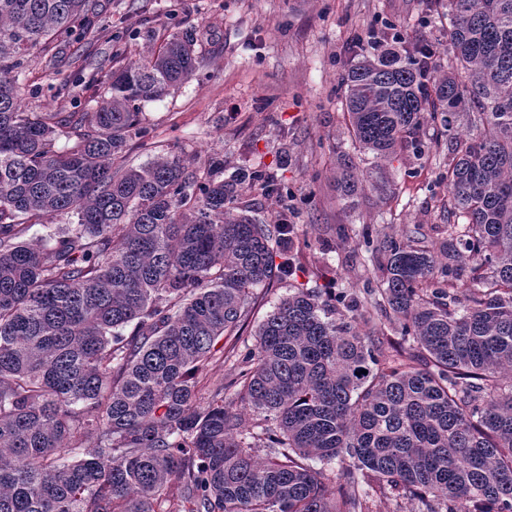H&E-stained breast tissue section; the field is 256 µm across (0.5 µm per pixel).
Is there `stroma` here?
Masks as SVG:
<instances>
[{
    "label": "stroma",
    "instance_id": "1",
    "mask_svg": "<svg viewBox=\"0 0 512 512\" xmlns=\"http://www.w3.org/2000/svg\"><path fill=\"white\" fill-rule=\"evenodd\" d=\"M98 37L88 50L69 40L52 54L32 50L19 79L21 104L29 112H86L112 69L140 52L137 32L149 21L156 43L174 33L195 41L199 65L178 90L146 103L145 141L131 142L127 164L139 166L168 151L185 153L195 166L223 161L225 173L266 169L288 196L290 243L301 262L293 281L312 286L335 282L362 292L370 225L373 241L418 224L436 246L448 236L447 186L439 155L450 133L423 126L422 152L404 148L381 163L355 207L336 190V158L353 153L339 81L364 51L360 38L395 23L415 39L436 30L422 24L421 0H100ZM289 292L287 284L256 291L242 336L223 340V361L210 365L198 402L225 385L224 400L240 401L229 382L240 355L255 344V331Z\"/></svg>",
    "mask_w": 512,
    "mask_h": 512
}]
</instances>
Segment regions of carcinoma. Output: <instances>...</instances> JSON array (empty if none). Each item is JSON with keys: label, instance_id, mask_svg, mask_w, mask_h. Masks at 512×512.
Segmentation results:
<instances>
[{"label": "carcinoma", "instance_id": "carcinoma-1", "mask_svg": "<svg viewBox=\"0 0 512 512\" xmlns=\"http://www.w3.org/2000/svg\"><path fill=\"white\" fill-rule=\"evenodd\" d=\"M423 2L448 18V65L398 38L341 89L377 163L421 150L428 123L466 128L444 163L448 240H384L369 256L381 288L361 297L292 286L231 382L239 411L224 385L205 405L195 387L255 290L297 270L282 185L261 169L218 180L176 153L124 165L142 104L196 71L187 36L157 47L144 27L93 112L25 111L23 58L88 43L98 0H0V512H369L378 494L512 512V0ZM353 169L337 157L351 207ZM246 186L280 204L275 223L237 205ZM375 311L399 342L359 329Z\"/></svg>", "mask_w": 512, "mask_h": 512}]
</instances>
